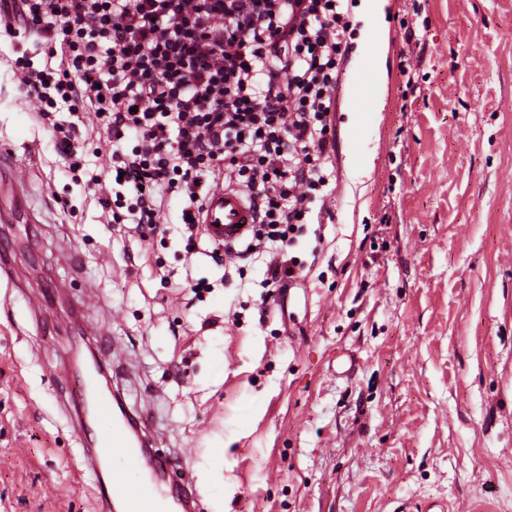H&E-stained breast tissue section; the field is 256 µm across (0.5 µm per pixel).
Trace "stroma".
Listing matches in <instances>:
<instances>
[{"label": "stroma", "instance_id": "stroma-1", "mask_svg": "<svg viewBox=\"0 0 512 512\" xmlns=\"http://www.w3.org/2000/svg\"><path fill=\"white\" fill-rule=\"evenodd\" d=\"M349 21L330 216L276 293L263 260L227 275L187 255L179 200L145 242L112 223L93 115L60 155L67 105L40 117L12 68L45 48L0 32V153L38 218L0 234V512H101L76 324L124 348L123 403L150 413L200 512H512V0H384L376 19L352 0Z\"/></svg>", "mask_w": 512, "mask_h": 512}]
</instances>
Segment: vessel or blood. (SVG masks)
<instances>
[{"mask_svg":"<svg viewBox=\"0 0 512 512\" xmlns=\"http://www.w3.org/2000/svg\"><path fill=\"white\" fill-rule=\"evenodd\" d=\"M255 221V214L238 191L218 185L211 189L199 222L208 238L229 243L241 236L243 228ZM86 403L84 428L91 438V465L108 464L112 473L100 487L104 507L118 505L121 512H193L194 497L183 492L172 500L163 489L170 478L168 458L149 454L151 432L143 420L119 410L111 394L94 391L92 379L84 381Z\"/></svg>","mask_w":512,"mask_h":512,"instance_id":"vessel-or-blood-1","label":"vessel or blood"}]
</instances>
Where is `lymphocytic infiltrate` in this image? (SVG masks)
I'll return each instance as SVG.
<instances>
[{"label":"lymphocytic infiltrate","instance_id":"lymphocytic-infiltrate-1","mask_svg":"<svg viewBox=\"0 0 512 512\" xmlns=\"http://www.w3.org/2000/svg\"><path fill=\"white\" fill-rule=\"evenodd\" d=\"M21 27L48 52L16 58L20 91L41 117L57 103L93 112L112 144V221L140 240L172 196L187 251L216 181L258 222L227 257H263L267 288L298 277L290 250L327 212L336 142L333 93L351 35L347 0H13Z\"/></svg>","mask_w":512,"mask_h":512}]
</instances>
